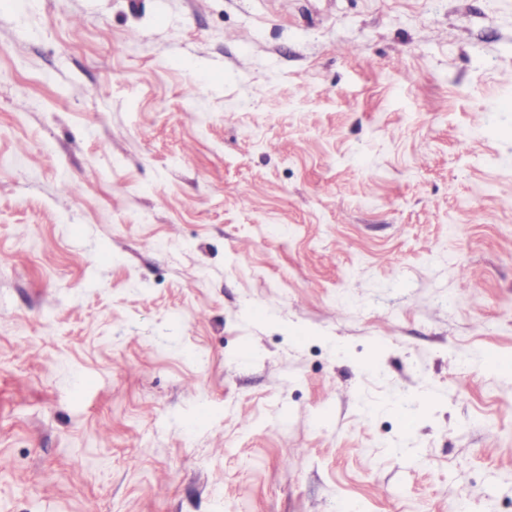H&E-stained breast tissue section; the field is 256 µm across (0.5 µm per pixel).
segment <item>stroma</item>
Here are the masks:
<instances>
[{"label": "stroma", "instance_id": "stroma-1", "mask_svg": "<svg viewBox=\"0 0 512 512\" xmlns=\"http://www.w3.org/2000/svg\"><path fill=\"white\" fill-rule=\"evenodd\" d=\"M490 353L512 0H0V512H512Z\"/></svg>", "mask_w": 512, "mask_h": 512}]
</instances>
